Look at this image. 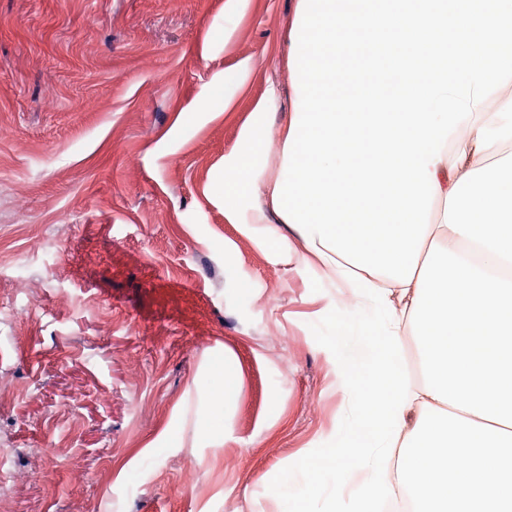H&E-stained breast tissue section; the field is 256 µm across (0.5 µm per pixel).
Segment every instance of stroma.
Returning a JSON list of instances; mask_svg holds the SVG:
<instances>
[{
  "label": "stroma",
  "instance_id": "35a3bbf8",
  "mask_svg": "<svg viewBox=\"0 0 512 512\" xmlns=\"http://www.w3.org/2000/svg\"><path fill=\"white\" fill-rule=\"evenodd\" d=\"M224 2L0 0V512H280L281 462L338 440L318 325L348 293L220 201L271 90L279 174L298 0ZM228 358L218 427L203 387ZM237 383L238 375L232 367L227 365L225 359L224 375L212 379L208 384V389L211 391L212 395L220 396L223 399V416L226 401L236 390Z\"/></svg>",
  "mask_w": 512,
  "mask_h": 512
}]
</instances>
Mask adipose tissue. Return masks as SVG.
I'll list each match as a JSON object with an SVG mask.
<instances>
[{"label":"adipose tissue","mask_w":512,"mask_h":512,"mask_svg":"<svg viewBox=\"0 0 512 512\" xmlns=\"http://www.w3.org/2000/svg\"><path fill=\"white\" fill-rule=\"evenodd\" d=\"M436 164L415 275L401 284L279 234L276 263L347 289L324 322L347 358L338 444L281 463V512H512V82L458 123ZM259 121L224 156V219L263 243L273 192ZM365 474L353 485L355 474Z\"/></svg>","instance_id":"obj_1"}]
</instances>
